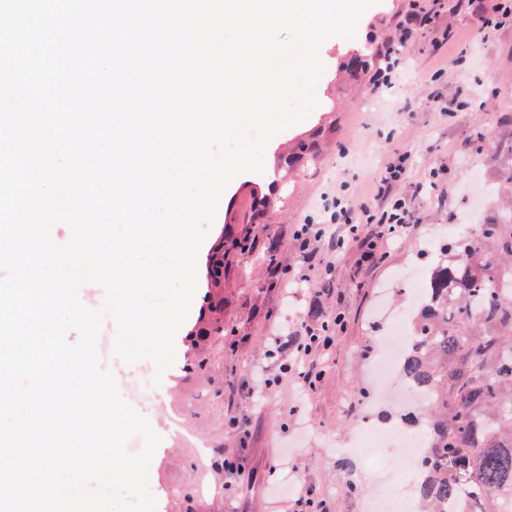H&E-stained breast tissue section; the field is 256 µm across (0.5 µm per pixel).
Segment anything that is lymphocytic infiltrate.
Listing matches in <instances>:
<instances>
[{"label":"lymphocytic infiltrate","mask_w":512,"mask_h":512,"mask_svg":"<svg viewBox=\"0 0 512 512\" xmlns=\"http://www.w3.org/2000/svg\"><path fill=\"white\" fill-rule=\"evenodd\" d=\"M411 162L407 151H394L373 177L375 191L364 199L326 196L322 222L297 225L294 238L304 256L323 252L328 259L322 275H333L336 260L353 253L357 266H374L385 255V247L400 242L415 221L405 196L396 186ZM341 317L318 324L301 323L294 335V359L281 372L296 394L297 405H304L325 376Z\"/></svg>","instance_id":"f902f5d3"}]
</instances>
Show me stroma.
<instances>
[{
    "mask_svg": "<svg viewBox=\"0 0 512 512\" xmlns=\"http://www.w3.org/2000/svg\"><path fill=\"white\" fill-rule=\"evenodd\" d=\"M412 4L380 0L361 18L355 38L327 40L320 49L324 72L315 89L317 107L269 142L263 173L240 174L226 188L198 255L194 299L202 303L210 290L212 256L216 249L224 251V336L204 348L206 378L187 370L202 325L194 313L177 332L175 361L164 373L148 359L133 364L113 359L120 393L128 392L132 379H141L144 396L135 409L161 438L148 471L156 512H181L173 493L194 471L192 457L176 444L165 413L169 402L181 405L202 435L248 457L255 482L225 489V512H270L275 469L294 465L314 501L323 502V512H364L370 489L345 495L348 469L368 468L388 459L390 451L377 449L370 458L344 444L363 419L387 427L399 424L404 411L403 405L376 400L364 357L369 326L378 321V291L389 289L391 306L408 309L421 286L403 282L400 273L410 266L423 273L447 260L444 244L461 235L471 219L467 184L472 176L488 187L482 218L512 204V25L480 29L468 18L451 16L454 0H427L430 13L452 17L454 46L440 41L442 19L413 33L402 45L404 62L387 98L376 97L371 71L349 70L348 61L364 46L394 37ZM433 91L447 102V112L434 110ZM393 147L412 154L399 188L420 225L379 265L360 269L344 256L332 279H319L324 257H302L293 239L295 224L313 214L324 194L339 188L350 197L362 192L381 153ZM440 165L448 168L446 180L431 193L415 192V183ZM298 265L308 268L312 289L283 297L280 281ZM336 313L344 316L336 363L303 411H295V396L286 385L255 406L243 399L254 367L276 375L287 363L298 320ZM277 333L282 343L274 353L270 339Z\"/></svg>",
    "mask_w": 512,
    "mask_h": 512,
    "instance_id": "stroma-1",
    "label": "stroma"
}]
</instances>
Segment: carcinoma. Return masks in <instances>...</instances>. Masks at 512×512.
Wrapping results in <instances>:
<instances>
[{
	"label": "carcinoma",
	"instance_id": "carcinoma-1",
	"mask_svg": "<svg viewBox=\"0 0 512 512\" xmlns=\"http://www.w3.org/2000/svg\"><path fill=\"white\" fill-rule=\"evenodd\" d=\"M384 65L374 46L351 60L353 71ZM448 262L432 268L428 302L417 306L414 336L400 374L431 396L411 423L428 431L419 462L424 512H502L512 503V211L477 225L448 248ZM210 303L224 281L220 261L207 271ZM184 512H201L189 485L177 491Z\"/></svg>",
	"mask_w": 512,
	"mask_h": 512
}]
</instances>
